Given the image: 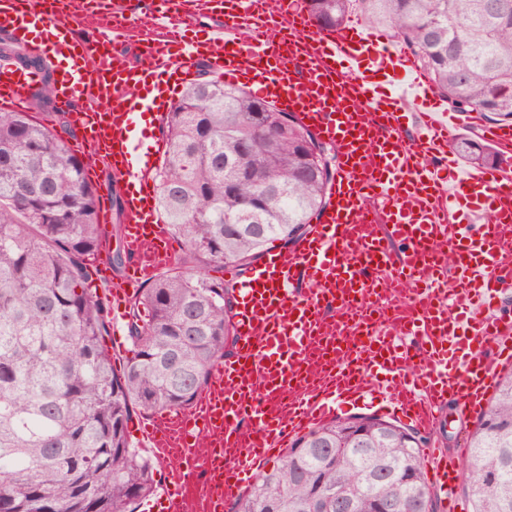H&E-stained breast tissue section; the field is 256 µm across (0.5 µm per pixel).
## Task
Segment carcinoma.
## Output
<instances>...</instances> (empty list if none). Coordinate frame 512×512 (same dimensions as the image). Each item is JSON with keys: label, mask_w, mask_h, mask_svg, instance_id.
Masks as SVG:
<instances>
[{"label": "carcinoma", "mask_w": 512, "mask_h": 512, "mask_svg": "<svg viewBox=\"0 0 512 512\" xmlns=\"http://www.w3.org/2000/svg\"><path fill=\"white\" fill-rule=\"evenodd\" d=\"M322 29L357 9L410 51L448 104L512 123V0H303ZM0 58L43 72L32 96L53 104L44 63L10 35ZM0 110V512H129L153 490L154 467L128 433L135 410L190 406L235 342L234 287L202 274L248 272L294 243L327 202L336 156L294 116L201 69L163 118L156 172L181 262L154 275L126 323L134 356L120 372L106 345L110 306L88 288L103 252L100 196L60 133ZM450 147L493 168L471 138ZM410 428L377 416L323 422L296 438L233 512H435ZM473 512H512V373L469 434Z\"/></svg>", "instance_id": "obj_1"}]
</instances>
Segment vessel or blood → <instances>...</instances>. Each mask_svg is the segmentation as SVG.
I'll use <instances>...</instances> for the list:
<instances>
[{"label":"vessel or blood","instance_id":"b4317fda","mask_svg":"<svg viewBox=\"0 0 512 512\" xmlns=\"http://www.w3.org/2000/svg\"><path fill=\"white\" fill-rule=\"evenodd\" d=\"M54 2L50 11L45 0H0V29L58 60L57 100L127 185L130 260L112 288L113 326L139 284L177 256L152 177L163 147L144 141L140 121L163 116L197 61L228 82L255 78L257 97L336 148L320 223L240 284L234 354L191 408L140 423V440L175 463L141 512H224L272 450L349 405L425 434L448 399L486 408L512 363V318L495 312L512 292V166H468L449 150L472 113L450 108L382 35L351 19L309 30L290 0L274 13L265 0H224L223 22L201 40L187 28L215 0H140L146 29L123 0ZM39 84L36 71L0 59V109L23 108ZM481 136L512 155V126ZM427 458L455 505L458 462Z\"/></svg>","mask_w":512,"mask_h":512}]
</instances>
